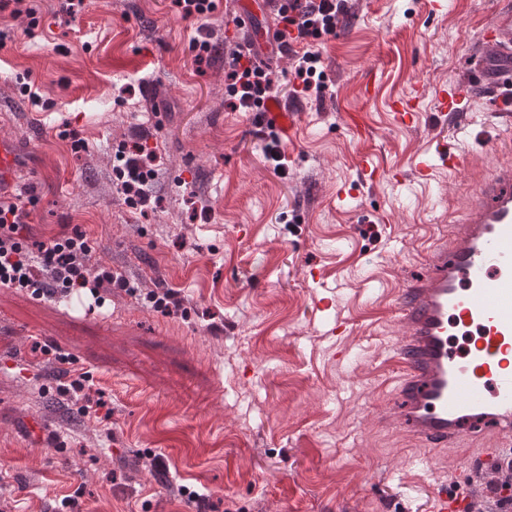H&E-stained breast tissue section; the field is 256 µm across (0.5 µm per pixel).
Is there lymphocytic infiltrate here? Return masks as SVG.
<instances>
[{
	"mask_svg": "<svg viewBox=\"0 0 512 512\" xmlns=\"http://www.w3.org/2000/svg\"><path fill=\"white\" fill-rule=\"evenodd\" d=\"M348 0H286L278 11L279 35L296 45L292 56L298 92L322 97L326 85L317 68L316 41L335 34L347 14ZM232 110L258 111L261 101L275 94L274 79L255 68L243 48L225 56ZM154 156L146 144L133 143L122 148L118 169L121 189L130 204L143 208L152 203L148 183L152 177L149 163ZM92 246L80 228L52 238L50 242L30 241L17 203L0 199V286L30 292L32 296H68L89 290L94 300H101L105 288L130 290V283L107 269L89 275L87 263Z\"/></svg>",
	"mask_w": 512,
	"mask_h": 512,
	"instance_id": "obj_1",
	"label": "lymphocytic infiltrate"
}]
</instances>
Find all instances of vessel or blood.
Masks as SVG:
<instances>
[{"mask_svg":"<svg viewBox=\"0 0 512 512\" xmlns=\"http://www.w3.org/2000/svg\"><path fill=\"white\" fill-rule=\"evenodd\" d=\"M484 40L501 64L488 74L484 62L467 59L464 81L436 87L441 111L461 112L476 89L498 110L512 104V0H498ZM422 100L420 86L394 100L397 125L412 126ZM302 122L275 98L264 105L262 125L291 138ZM465 155L434 140L415 165L421 177L435 166L466 167ZM429 274L409 280L396 302L404 331L393 346L401 367L398 415L415 436L433 448L471 436L491 425L500 453L512 452V167L492 171L472 197L466 214L451 225L428 257ZM468 500L440 490L430 512H464Z\"/></svg>","mask_w":512,"mask_h":512,"instance_id":"obj_1","label":"vessel or blood"}]
</instances>
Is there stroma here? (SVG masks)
Returning a JSON list of instances; mask_svg holds the SVG:
<instances>
[{"label": "stroma", "mask_w": 512, "mask_h": 512, "mask_svg": "<svg viewBox=\"0 0 512 512\" xmlns=\"http://www.w3.org/2000/svg\"><path fill=\"white\" fill-rule=\"evenodd\" d=\"M235 2L198 19L171 0L0 9V138L36 199L24 221L40 241L80 228L89 270L134 287L92 312L83 297L0 287V512H429L443 484L476 498L475 472L499 461L492 428L434 449L394 419L390 358L402 283L512 162V126L492 145L477 137L485 98L452 119L430 93L466 77L497 0H350L315 46L320 99L294 94L291 58L265 56L304 116L280 174L271 133L228 106L224 52L244 41L226 24ZM416 84L418 123L398 128L386 103ZM439 137L471 164L420 183L413 159ZM137 141L156 153V203L142 211L115 172V147ZM364 154L401 181L366 180ZM161 287L176 294L167 313L150 300ZM325 296L335 306L315 310ZM339 319L347 331L331 335ZM81 374L100 403L90 414L89 398L61 390Z\"/></svg>", "instance_id": "stroma-1"}]
</instances>
